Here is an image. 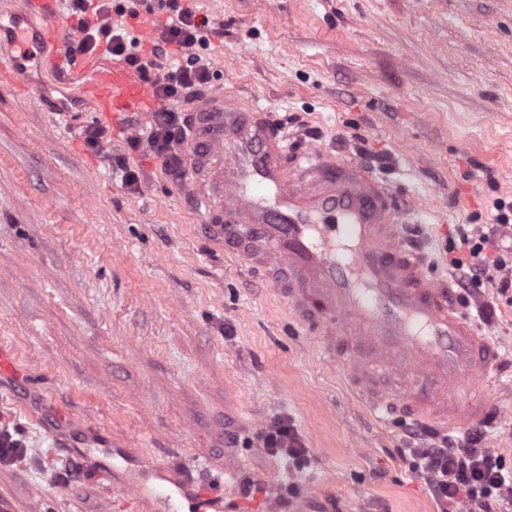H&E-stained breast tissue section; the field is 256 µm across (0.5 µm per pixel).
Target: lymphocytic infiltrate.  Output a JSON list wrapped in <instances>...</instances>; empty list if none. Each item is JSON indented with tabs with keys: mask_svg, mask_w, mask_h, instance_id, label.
<instances>
[{
	"mask_svg": "<svg viewBox=\"0 0 512 512\" xmlns=\"http://www.w3.org/2000/svg\"><path fill=\"white\" fill-rule=\"evenodd\" d=\"M161 4L169 9L170 17L145 61L129 51L124 36L108 24L107 0H69V9L82 34L79 53L92 52L98 44H105L107 53L137 65L155 96L162 100L147 136L133 137L128 145L134 150L147 147L161 159L166 173L178 178L183 160L176 147L188 138L190 129L185 113L172 109L170 103L189 99L197 87L209 83V67L195 49L208 46L211 31L190 8L182 6L181 0H161ZM461 241L465 256L449 260L458 273V287L466 289L493 278L500 294L512 293V259L494 247L491 236L465 235ZM257 439L271 456L296 464L306 458L303 440L287 419L274 420L258 432ZM481 441V433L472 432L460 447L447 437L408 424L404 427V446L398 454L410 472L428 485L440 506L462 496L476 512H497L504 494L512 491V472L506 471L501 456L482 447Z\"/></svg>",
	"mask_w": 512,
	"mask_h": 512,
	"instance_id": "1",
	"label": "lymphocytic infiltrate"
}]
</instances>
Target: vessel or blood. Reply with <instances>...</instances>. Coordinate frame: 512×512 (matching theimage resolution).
<instances>
[{"label":"vessel or blood","instance_id":"b4317fda","mask_svg":"<svg viewBox=\"0 0 512 512\" xmlns=\"http://www.w3.org/2000/svg\"><path fill=\"white\" fill-rule=\"evenodd\" d=\"M55 4L16 0L11 25L0 24L1 79L27 88L29 63L49 45L56 52L45 67L65 63L59 47L69 35ZM83 96L116 117L157 104L150 86L104 76ZM191 115L187 188L210 236L262 271L295 317L317 323L324 362L346 363L378 419L401 415L439 432L503 420L493 394L504 359L451 282L404 245L385 181L352 160L294 144L223 91L196 97ZM141 469L163 500L219 512L216 488L146 462Z\"/></svg>","mask_w":512,"mask_h":512}]
</instances>
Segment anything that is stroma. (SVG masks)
I'll return each mask as SVG.
<instances>
[{
    "label": "stroma",
    "mask_w": 512,
    "mask_h": 512,
    "mask_svg": "<svg viewBox=\"0 0 512 512\" xmlns=\"http://www.w3.org/2000/svg\"><path fill=\"white\" fill-rule=\"evenodd\" d=\"M217 28L200 55L209 90L268 113L288 134L371 166L388 182L408 241L435 275L461 233H494L512 201V0H185ZM110 23L149 51L158 0H111ZM140 80L96 50L65 70L0 82V423L26 449L0 462V512H169L127 504L138 461L227 477L224 512H262L269 496L309 512H439L398 456L399 421H377L347 375L301 325L213 243L184 180L131 150L112 119L65 101L100 75ZM106 138L89 147L85 132ZM136 169L138 190L119 164ZM484 333L512 352V303L494 282ZM285 418L302 465L260 448ZM111 471L94 482L86 466Z\"/></svg>",
    "instance_id": "35a3bbf8"
}]
</instances>
